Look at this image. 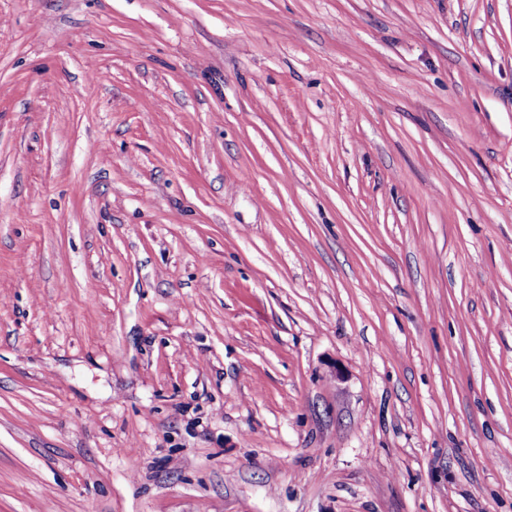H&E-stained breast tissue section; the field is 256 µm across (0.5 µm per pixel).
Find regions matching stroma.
<instances>
[{
  "mask_svg": "<svg viewBox=\"0 0 512 512\" xmlns=\"http://www.w3.org/2000/svg\"><path fill=\"white\" fill-rule=\"evenodd\" d=\"M0 512H512V0H0Z\"/></svg>",
  "mask_w": 512,
  "mask_h": 512,
  "instance_id": "35a3bbf8",
  "label": "stroma"
}]
</instances>
